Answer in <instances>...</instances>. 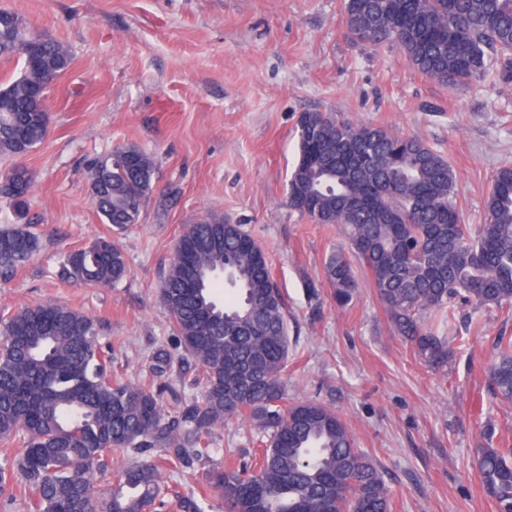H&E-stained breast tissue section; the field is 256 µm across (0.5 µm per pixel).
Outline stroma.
<instances>
[{
  "instance_id": "stroma-1",
  "label": "stroma",
  "mask_w": 512,
  "mask_h": 512,
  "mask_svg": "<svg viewBox=\"0 0 512 512\" xmlns=\"http://www.w3.org/2000/svg\"><path fill=\"white\" fill-rule=\"evenodd\" d=\"M34 31L67 45L68 71L47 98L50 133L24 159L40 246L0 278V313L58 302L93 319L117 381L156 382L164 404L201 400V368L180 347L160 289L175 243L207 213L223 214L265 252L288 309L289 400L329 406L383 472L391 512H499L476 471L485 432L512 448V406L495 403L487 368L512 317L471 324L456 306L441 327L448 366L393 333L363 268L337 306L324 264L347 240L286 204L301 113L382 125L424 138L451 163L462 223L478 228L493 172L512 166V85L448 86L397 48L350 39L342 0H0ZM135 145L155 174L138 224L114 233L92 205L87 160ZM114 237L128 271L108 288L65 284V252ZM171 367L154 377L155 357ZM246 419L225 421L209 462L166 472L170 512H219L214 469L253 449Z\"/></svg>"
}]
</instances>
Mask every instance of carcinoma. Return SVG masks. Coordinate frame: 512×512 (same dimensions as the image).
<instances>
[{
  "instance_id": "1",
  "label": "carcinoma",
  "mask_w": 512,
  "mask_h": 512,
  "mask_svg": "<svg viewBox=\"0 0 512 512\" xmlns=\"http://www.w3.org/2000/svg\"><path fill=\"white\" fill-rule=\"evenodd\" d=\"M348 34L364 44H395L419 72L441 84L512 82V0H343ZM19 71L0 82V195L18 224L0 229V275L16 271L39 247L32 231V176L22 159L49 135L45 101L72 63L61 42L40 40L18 13L0 7V60ZM298 156L288 207L315 224L344 230L353 258L367 271L393 331L437 367L452 349L425 319L446 324L459 299L474 311L512 314V168L495 171L484 224L461 223L456 174L417 135L300 115ZM93 205L123 231L139 222L152 191L153 157L134 145L93 160ZM160 291L180 346L203 370L202 401L160 394L144 383L114 382L84 313L55 302L0 316V442L14 454L0 467V493H33L34 512H155L164 507L160 470L143 454L156 449L180 469L210 456L213 434L244 415L260 432L258 462L215 471L212 488L224 512H391L381 469L346 423L313 401L288 402V323L262 248L240 224L208 214L178 238ZM234 288L222 304L219 273ZM127 273L110 237L73 249L58 277L105 287ZM325 278L346 303L358 281L350 259L330 256ZM487 378L493 398L512 404V338L498 337ZM130 458L112 493L100 497L95 475ZM481 483L499 512H512V448L479 449Z\"/></svg>"
}]
</instances>
